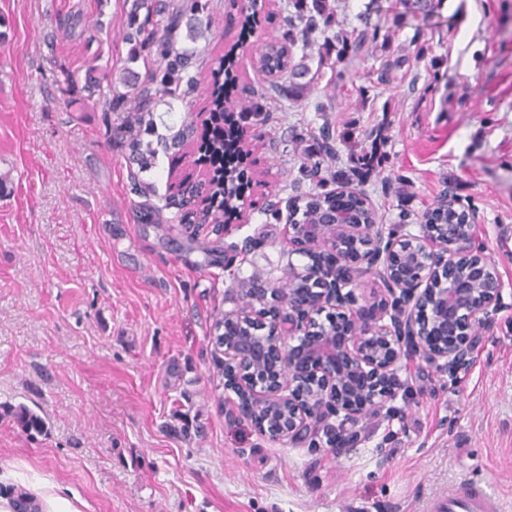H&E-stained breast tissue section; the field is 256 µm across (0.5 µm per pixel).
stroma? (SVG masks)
Listing matches in <instances>:
<instances>
[{"mask_svg": "<svg viewBox=\"0 0 512 512\" xmlns=\"http://www.w3.org/2000/svg\"><path fill=\"white\" fill-rule=\"evenodd\" d=\"M329 2L335 31L366 41L337 83L323 34L297 37L293 57L311 77L298 99L271 92L252 65L284 31L291 0H261L245 41L239 0H213L206 38L177 33V49L198 53L199 87L158 107L159 133L202 122L229 52L230 107L260 96L267 110L242 144L257 160L259 208L191 242L163 222L175 214L166 197L201 172L196 139L136 174L116 132L123 113L95 97L66 103V75L83 76L90 61L146 75L128 60L124 0H0V173L11 178L0 195V473L11 484H57L81 512H433L478 482L512 512V0ZM63 15L82 33L56 42ZM388 62L389 82L376 84ZM324 127L332 158L319 148ZM348 130L383 157L357 185L380 231L419 234L443 199L462 201L504 305L456 378L408 352L393 401L355 424L328 417L352 437L335 451L321 431L261 435L224 386L210 329L215 314L244 307L252 283L278 288L305 271L288 204L318 191L303 165L326 178L351 168L339 141ZM146 204L161 223L140 222ZM351 266L359 306L390 324L380 271ZM18 404L44 419L43 433L13 423L6 410Z\"/></svg>", "mask_w": 512, "mask_h": 512, "instance_id": "stroma-1", "label": "stroma"}]
</instances>
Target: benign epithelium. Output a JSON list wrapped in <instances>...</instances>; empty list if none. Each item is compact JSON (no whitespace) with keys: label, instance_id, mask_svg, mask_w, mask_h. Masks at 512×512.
<instances>
[{"label":"benign epithelium","instance_id":"1","mask_svg":"<svg viewBox=\"0 0 512 512\" xmlns=\"http://www.w3.org/2000/svg\"><path fill=\"white\" fill-rule=\"evenodd\" d=\"M370 233L359 221L345 224H291L289 240L311 248L330 247L336 251V265L323 278L319 303H327L336 313L356 322L354 333L338 349L321 335L309 346L315 368L301 372L292 363L288 372L276 370L258 374L256 363L273 358L278 365L303 340L310 329L311 314L297 304V284L303 275L296 272L288 285L273 289L288 295V305L275 313L245 310L229 316L247 321L263 333L242 339L224 340L225 387L240 404L253 408L259 431L270 437L302 440L325 422L329 414L343 415L355 423L366 413L392 400L400 387L396 363L409 348L425 360L438 363L453 377L468 363L469 339L477 328H488L503 301V284L473 237L441 238L435 225H423L416 249L402 250L404 240L371 238L360 243L367 269L380 265L390 284L400 290L393 299L392 326L377 324L351 308V300L340 290L352 282L351 269L343 264L342 243L358 242ZM431 309L427 320L417 318L419 310ZM368 379L361 390L349 389L351 381ZM269 405L286 406L287 413L274 419L260 416Z\"/></svg>","mask_w":512,"mask_h":512}]
</instances>
